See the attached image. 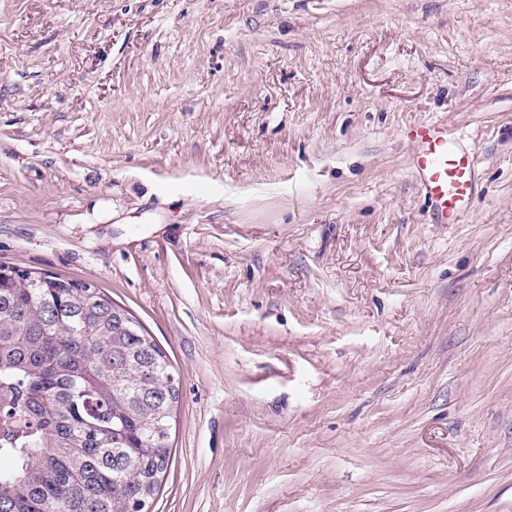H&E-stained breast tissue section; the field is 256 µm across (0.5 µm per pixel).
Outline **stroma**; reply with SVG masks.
<instances>
[{
    "label": "stroma",
    "instance_id": "1",
    "mask_svg": "<svg viewBox=\"0 0 512 512\" xmlns=\"http://www.w3.org/2000/svg\"><path fill=\"white\" fill-rule=\"evenodd\" d=\"M0 264L172 364L148 512H512V0H0ZM406 136L412 143L409 167L429 202L434 224L458 223L473 201V153L449 130L447 122L413 125Z\"/></svg>",
    "mask_w": 512,
    "mask_h": 512
}]
</instances>
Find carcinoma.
I'll list each match as a JSON object with an SVG mask.
<instances>
[{
	"label": "carcinoma",
	"instance_id": "carcinoma-1",
	"mask_svg": "<svg viewBox=\"0 0 512 512\" xmlns=\"http://www.w3.org/2000/svg\"><path fill=\"white\" fill-rule=\"evenodd\" d=\"M98 288L0 265V512H145L178 394Z\"/></svg>",
	"mask_w": 512,
	"mask_h": 512
}]
</instances>
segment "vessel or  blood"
Wrapping results in <instances>:
<instances>
[{
  "instance_id": "1",
  "label": "vessel or blood",
  "mask_w": 512,
  "mask_h": 512,
  "mask_svg": "<svg viewBox=\"0 0 512 512\" xmlns=\"http://www.w3.org/2000/svg\"><path fill=\"white\" fill-rule=\"evenodd\" d=\"M409 166L438 224H455L470 209L475 188L474 156L447 123L423 122L406 131Z\"/></svg>"
}]
</instances>
